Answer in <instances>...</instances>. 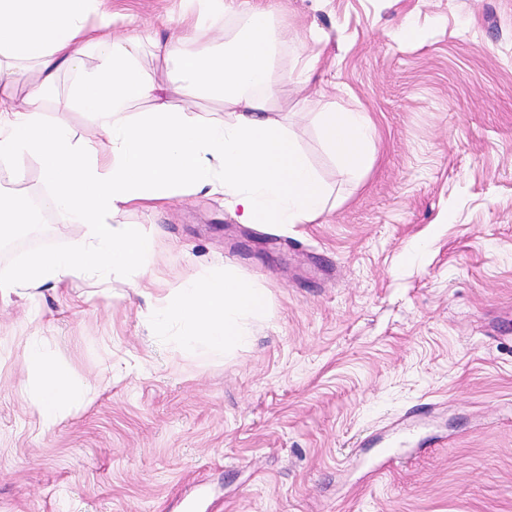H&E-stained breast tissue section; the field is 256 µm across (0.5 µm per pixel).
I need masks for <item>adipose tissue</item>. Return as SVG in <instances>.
Wrapping results in <instances>:
<instances>
[{
	"label": "adipose tissue",
	"mask_w": 512,
	"mask_h": 512,
	"mask_svg": "<svg viewBox=\"0 0 512 512\" xmlns=\"http://www.w3.org/2000/svg\"><path fill=\"white\" fill-rule=\"evenodd\" d=\"M287 41L265 0H181L165 35L112 13L106 0H0V162L36 161L47 187L38 200L0 196V239L31 223L39 206L58 223L86 228L70 251L33 254L1 275L0 301L67 286L76 269L91 278L135 269L144 278L134 292L150 299L157 329L181 325L184 349L247 344V320L265 307L262 289L224 273L163 290L149 274L154 238L110 217L199 192L223 194L243 224H305L322 215L330 191L275 115L274 66ZM146 52L169 63L165 84L143 69ZM64 73L73 77L65 104L93 116L95 139L75 141L44 117ZM19 81L21 100L12 89ZM200 96L220 101L224 118L200 117L192 106ZM313 121L344 173L369 162L376 131L366 113L328 105ZM27 357L40 418L64 420L81 394L43 347L32 345Z\"/></svg>",
	"instance_id": "1"
}]
</instances>
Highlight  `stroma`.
Listing matches in <instances>:
<instances>
[{
  "label": "stroma",
  "mask_w": 512,
  "mask_h": 512,
  "mask_svg": "<svg viewBox=\"0 0 512 512\" xmlns=\"http://www.w3.org/2000/svg\"><path fill=\"white\" fill-rule=\"evenodd\" d=\"M323 37L307 95L277 85L290 131L330 188L309 224H243L221 196L114 214L155 236L168 288L230 272L267 306L246 346L183 350L137 273L0 302V512H512V0H268ZM140 26L180 0H110ZM366 112L378 138L353 179L311 115ZM80 224L0 244V274L64 251ZM43 344L87 395L43 426L26 351ZM401 465L384 430L421 402Z\"/></svg>",
  "instance_id": "obj_1"
}]
</instances>
